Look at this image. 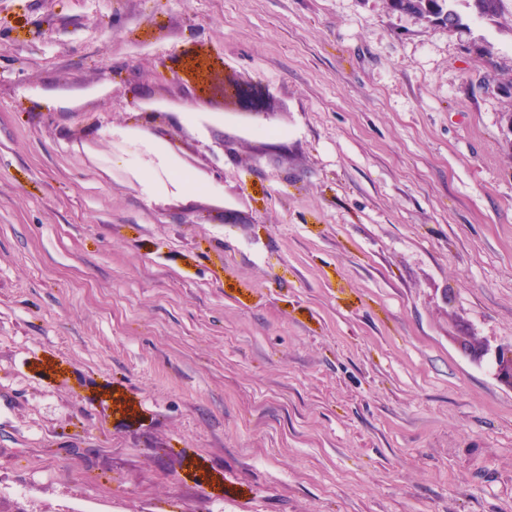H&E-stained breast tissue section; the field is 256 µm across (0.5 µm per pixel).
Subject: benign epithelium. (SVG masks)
Here are the masks:
<instances>
[{"mask_svg": "<svg viewBox=\"0 0 512 512\" xmlns=\"http://www.w3.org/2000/svg\"><path fill=\"white\" fill-rule=\"evenodd\" d=\"M182 71L187 78H176L179 96L190 103L212 102L216 99L224 102V107L238 111L247 117L249 122L262 126L280 115L281 107L278 99L260 84L232 75H224L217 80L210 71L207 60L199 55H188L183 62ZM146 123L152 134L182 141L186 133L171 113L150 112L146 114ZM222 155L233 156L244 144L225 133L220 134L216 141ZM257 161L268 166L278 167L288 154L285 143L265 142L251 149ZM496 374L507 385L512 387V344L499 346L494 352ZM0 512H46L32 501L0 500Z\"/></svg>", "mask_w": 512, "mask_h": 512, "instance_id": "7a95c632", "label": "benign epithelium"}]
</instances>
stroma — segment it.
I'll return each instance as SVG.
<instances>
[{
  "mask_svg": "<svg viewBox=\"0 0 512 512\" xmlns=\"http://www.w3.org/2000/svg\"><path fill=\"white\" fill-rule=\"evenodd\" d=\"M454 7L451 31L389 0H0V486L512 512V388L474 354L512 343V0ZM187 48L283 101L282 165L121 179Z\"/></svg>",
  "mask_w": 512,
  "mask_h": 512,
  "instance_id": "obj_1",
  "label": "stroma"
}]
</instances>
